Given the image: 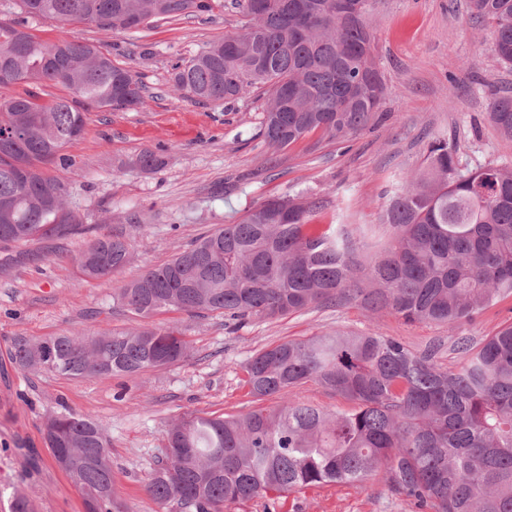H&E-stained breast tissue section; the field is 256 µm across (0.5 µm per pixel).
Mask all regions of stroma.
<instances>
[{
	"instance_id": "obj_1",
	"label": "stroma",
	"mask_w": 512,
	"mask_h": 512,
	"mask_svg": "<svg viewBox=\"0 0 512 512\" xmlns=\"http://www.w3.org/2000/svg\"><path fill=\"white\" fill-rule=\"evenodd\" d=\"M468 5V0H368L374 63L385 84L379 109L347 142L318 131L275 149L263 136L267 97L259 89L214 107L177 99L169 83L178 58L244 25L233 0H224L221 15L210 21L181 16L136 32L24 20L14 0H0V22L24 20L42 41L95 45L138 72L146 86L142 107L112 112L88 107L83 135L64 149L74 166L45 168L67 184L71 204L84 213L80 230L38 243L39 262L0 271L1 488L26 494L33 512H83L79 491L53 464L42 435L46 415L66 407L104 428L119 494L134 512H153L143 486L164 456L169 425L189 413L254 410L258 402L244 384V366L259 350L336 328L374 330L416 352L438 347V364L455 369L463 359L458 338L478 346L512 322V297L453 328L408 323L354 302L234 327L219 313L190 317L169 311L138 318L115 299L146 269L272 196L305 193L315 204L308 217L311 230L336 227L365 251L380 254L388 240L381 214L438 137L456 145L462 166L512 169V139L487 118L491 93L512 95V66L498 60L490 23L474 19ZM145 149L165 156L166 166L150 174L127 167V159ZM100 235L128 239L129 260L112 276L88 279L72 258ZM162 325L183 329L191 356L138 378L29 374L15 368L9 356L17 336L97 335ZM278 512L417 510L376 474L356 486L294 493Z\"/></svg>"
}]
</instances>
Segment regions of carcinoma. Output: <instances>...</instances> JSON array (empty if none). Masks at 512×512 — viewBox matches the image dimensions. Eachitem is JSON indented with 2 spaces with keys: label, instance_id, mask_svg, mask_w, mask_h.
Here are the masks:
<instances>
[{
  "label": "carcinoma",
  "instance_id": "cac0c4a2",
  "mask_svg": "<svg viewBox=\"0 0 512 512\" xmlns=\"http://www.w3.org/2000/svg\"><path fill=\"white\" fill-rule=\"evenodd\" d=\"M29 17L132 30L152 19L213 16L221 0H17ZM339 0H236L248 18L241 31L171 67L180 97L220 106L247 87L268 94L264 136L284 149L312 132L338 140L366 125L384 96L374 70L368 21L350 23ZM493 23V49L512 65V0H469ZM64 86L49 105L30 91L0 100V269L35 261L13 243L61 239L83 224L67 187L44 166L74 165L63 148L86 126L83 103L110 111L145 102V85L96 46L43 42L21 22H0V85ZM490 122L512 138V96L489 104ZM29 170L19 175L16 163ZM166 159L145 150L131 161L154 172ZM313 204L273 198L239 222L196 238L171 260L120 289L129 314L218 312L242 324L318 305L358 301L407 322L454 328L512 296V170L460 164L446 138L432 140L423 168L404 178L387 205L390 238L375 257L335 234L308 232ZM130 244L99 236L75 258L88 278L109 277ZM457 370L376 331L330 330L254 354L245 386L264 400L316 383L351 403L327 413L298 400L245 415H184L167 434L165 456L144 490L155 512H224L265 499L274 512L291 491L359 484L383 474L390 490L424 512H512V323L479 347L460 342ZM14 366L72 378L142 377L189 356L177 327L100 336L28 338L11 344ZM52 461L80 490L84 512H131L118 495L105 431L69 409L46 419Z\"/></svg>",
  "mask_w": 512,
  "mask_h": 512
}]
</instances>
